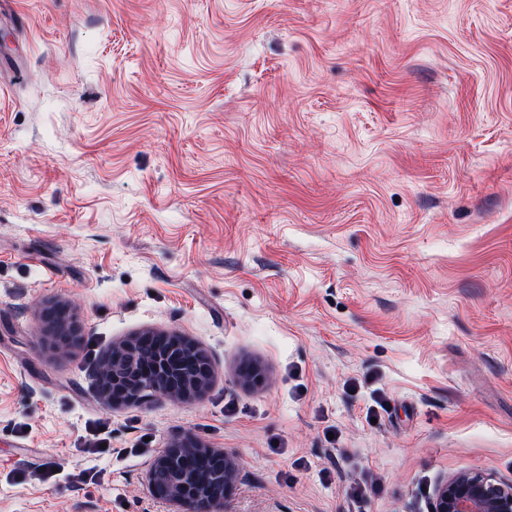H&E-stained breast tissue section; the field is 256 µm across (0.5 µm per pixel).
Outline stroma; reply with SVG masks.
<instances>
[{
    "label": "stroma",
    "instance_id": "1",
    "mask_svg": "<svg viewBox=\"0 0 512 512\" xmlns=\"http://www.w3.org/2000/svg\"><path fill=\"white\" fill-rule=\"evenodd\" d=\"M145 329L204 396L106 405ZM187 431L224 512L512 480V0H0V512H173L145 473ZM71 306L66 303L65 306L43 307L40 311L41 321L43 323L46 335L51 341L59 339L65 344L75 343L80 335V326L74 317L70 314ZM56 341L54 342V344Z\"/></svg>",
    "mask_w": 512,
    "mask_h": 512
}]
</instances>
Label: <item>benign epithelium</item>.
Returning a JSON list of instances; mask_svg holds the SVG:
<instances>
[{
	"label": "benign epithelium",
	"mask_w": 512,
	"mask_h": 512,
	"mask_svg": "<svg viewBox=\"0 0 512 512\" xmlns=\"http://www.w3.org/2000/svg\"><path fill=\"white\" fill-rule=\"evenodd\" d=\"M44 331L51 340L75 343L80 326L71 306L44 307ZM214 377L207 354L192 340L173 332L146 331L112 346L100 362L97 380L106 404H140L146 393L174 400L198 398ZM203 454L213 465L214 479L207 488L190 484L188 460ZM146 480L159 501L174 512H224V499L238 480L235 459L222 450L203 446L185 435L170 443L148 465ZM432 512H512V481L493 473L472 470L437 484Z\"/></svg>",
	"instance_id": "benign-epithelium-1"
}]
</instances>
